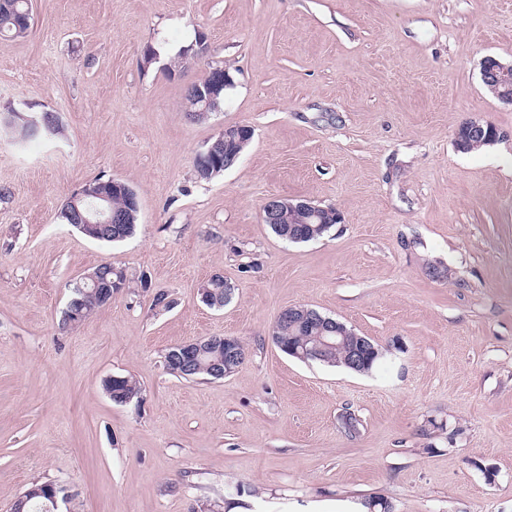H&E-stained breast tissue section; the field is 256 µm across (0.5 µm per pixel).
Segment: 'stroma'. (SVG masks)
Returning a JSON list of instances; mask_svg holds the SVG:
<instances>
[{"instance_id":"35a3bbf8","label":"stroma","mask_w":512,"mask_h":512,"mask_svg":"<svg viewBox=\"0 0 512 512\" xmlns=\"http://www.w3.org/2000/svg\"><path fill=\"white\" fill-rule=\"evenodd\" d=\"M0 45V112L51 111L62 133L0 136V512L30 482L59 512H512V105L481 79L512 63V0H32ZM180 45L171 58L147 48ZM221 66L224 103L195 123L185 90ZM475 117L500 138L465 153ZM227 125L238 162L199 180ZM139 197L133 237L59 218L87 182ZM273 196L339 209L318 240L262 221ZM126 286L62 328L84 274ZM234 288L214 310L200 289ZM165 293L169 307L154 305ZM305 305L385 350L359 374L282 353ZM235 336L246 362L183 379L166 350ZM114 375L141 392L114 403ZM352 413L359 430H344ZM244 128H248L249 130H246ZM253 135V131L249 127H245V125H232L224 127V130H222L217 136V142H221L224 137V144L230 145L231 143L236 144L242 139V136L244 135ZM252 139V138H251ZM251 139H243L242 143L232 145L230 150L233 154L237 155V158L234 160L232 166L237 162L245 148L250 143Z\"/></svg>"}]
</instances>
